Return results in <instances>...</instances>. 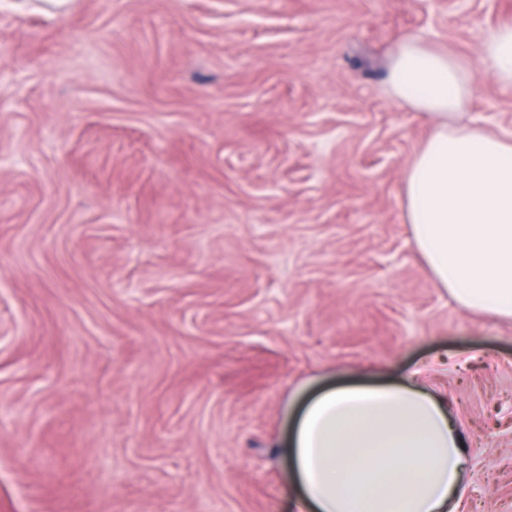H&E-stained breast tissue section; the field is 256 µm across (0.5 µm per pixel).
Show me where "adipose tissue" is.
I'll return each instance as SVG.
<instances>
[{"label":"adipose tissue","instance_id":"1","mask_svg":"<svg viewBox=\"0 0 512 512\" xmlns=\"http://www.w3.org/2000/svg\"><path fill=\"white\" fill-rule=\"evenodd\" d=\"M482 55L512 88V25ZM386 86L432 124L403 178L417 251L459 307L512 319V137L454 123L473 73L433 42L400 37ZM281 448L299 512H458L468 443L445 399L414 376L321 388L294 413Z\"/></svg>","mask_w":512,"mask_h":512}]
</instances>
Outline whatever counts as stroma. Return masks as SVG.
Segmentation results:
<instances>
[{
  "mask_svg": "<svg viewBox=\"0 0 512 512\" xmlns=\"http://www.w3.org/2000/svg\"><path fill=\"white\" fill-rule=\"evenodd\" d=\"M512 0H0V512H296L314 380L418 369L512 512V322L438 288L402 207L413 34L469 62Z\"/></svg>",
  "mask_w": 512,
  "mask_h": 512,
  "instance_id": "35a3bbf8",
  "label": "stroma"
}]
</instances>
